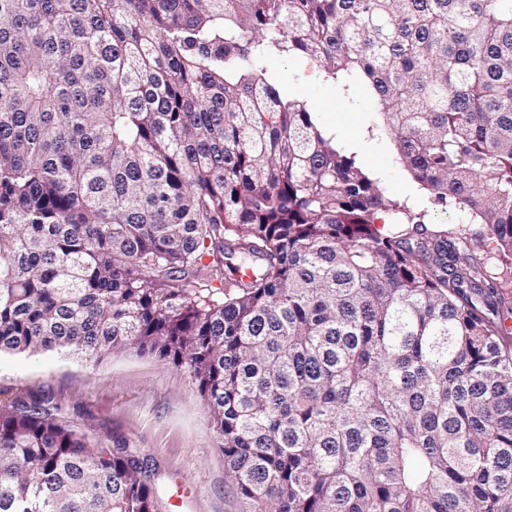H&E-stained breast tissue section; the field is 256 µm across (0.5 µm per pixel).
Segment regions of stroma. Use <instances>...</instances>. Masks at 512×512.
Returning a JSON list of instances; mask_svg holds the SVG:
<instances>
[{
    "label": "stroma",
    "instance_id": "obj_1",
    "mask_svg": "<svg viewBox=\"0 0 512 512\" xmlns=\"http://www.w3.org/2000/svg\"><path fill=\"white\" fill-rule=\"evenodd\" d=\"M267 69L286 92L319 108L324 124L337 134L351 125L369 128L377 120V107L366 96L346 94L292 61L272 58ZM358 157L390 195L426 209L429 223L451 232L460 228L457 207L429 203L390 138L366 139ZM0 392L50 394L72 425L103 446L122 440L147 456L157 471L159 512H239L225 479L221 443L195 383L183 369L134 351L109 355L96 364L57 352L6 355L0 357Z\"/></svg>",
    "mask_w": 512,
    "mask_h": 512
}]
</instances>
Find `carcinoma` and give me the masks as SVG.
Listing matches in <instances>:
<instances>
[{
  "instance_id": "obj_1",
  "label": "carcinoma",
  "mask_w": 512,
  "mask_h": 512,
  "mask_svg": "<svg viewBox=\"0 0 512 512\" xmlns=\"http://www.w3.org/2000/svg\"><path fill=\"white\" fill-rule=\"evenodd\" d=\"M294 56L512 256V0H0V356L183 369L242 512H512V267L387 195L268 75ZM153 482L0 399V512Z\"/></svg>"
}]
</instances>
